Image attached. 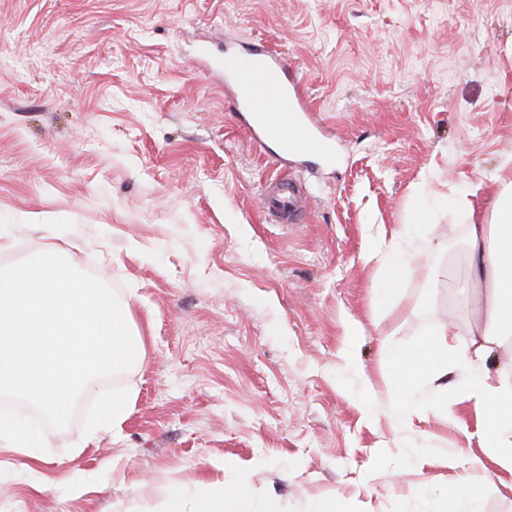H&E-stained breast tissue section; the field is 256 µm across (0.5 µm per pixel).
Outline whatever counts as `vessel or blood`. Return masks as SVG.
<instances>
[{"label": "vessel or blood", "mask_w": 512, "mask_h": 512, "mask_svg": "<svg viewBox=\"0 0 512 512\" xmlns=\"http://www.w3.org/2000/svg\"><path fill=\"white\" fill-rule=\"evenodd\" d=\"M250 56V63L237 70L234 92L247 111L252 144L270 152L279 170L278 180L263 198L265 215L272 223L298 224L307 217L309 201L290 174L288 160L312 157L326 170L339 165L341 158L314 121L307 88L287 59L262 42L253 46ZM268 91L277 99V111H255V102Z\"/></svg>", "instance_id": "b4317fda"}]
</instances>
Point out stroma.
<instances>
[{
  "instance_id": "obj_1",
  "label": "stroma",
  "mask_w": 512,
  "mask_h": 512,
  "mask_svg": "<svg viewBox=\"0 0 512 512\" xmlns=\"http://www.w3.org/2000/svg\"><path fill=\"white\" fill-rule=\"evenodd\" d=\"M255 40L345 158L297 165L300 224L267 222L275 167L210 68ZM508 154L512 0H0V266L66 250L145 340L99 383L129 391L116 431H46L37 464L0 447V512H168L238 482L278 512H437L463 470L495 475L472 405L406 414L433 388L406 401L385 350L452 311L467 335L465 228ZM426 200L445 245L401 241L431 273L387 293L372 250Z\"/></svg>"
}]
</instances>
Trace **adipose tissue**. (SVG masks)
<instances>
[{"label":"adipose tissue","mask_w":512,"mask_h":512,"mask_svg":"<svg viewBox=\"0 0 512 512\" xmlns=\"http://www.w3.org/2000/svg\"><path fill=\"white\" fill-rule=\"evenodd\" d=\"M493 183L491 223L466 228L471 279L481 287L467 343L458 345L456 329L449 324L434 330L416 350L393 353L391 361L395 379L409 383L439 382L452 365L471 372L476 386L436 395L429 411L451 417L457 405L473 402L480 432L494 439L493 456L502 477L512 480V376L484 370L491 353L512 348V154L502 158ZM195 512H275V505L258 510L251 486L236 483L212 488Z\"/></svg>","instance_id":"ef3b65f1"}]
</instances>
